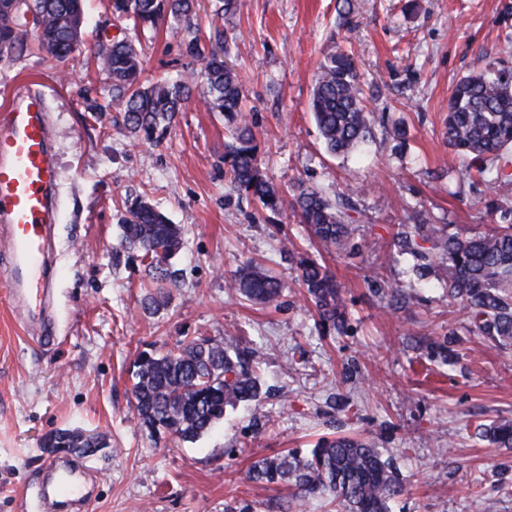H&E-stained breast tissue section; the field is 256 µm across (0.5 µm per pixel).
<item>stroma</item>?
<instances>
[{
  "label": "stroma",
  "mask_w": 512,
  "mask_h": 512,
  "mask_svg": "<svg viewBox=\"0 0 512 512\" xmlns=\"http://www.w3.org/2000/svg\"><path fill=\"white\" fill-rule=\"evenodd\" d=\"M213 4L197 0V34L244 85L263 172L288 195L301 183L355 189L350 239L359 250H325L291 206L273 212L229 192L224 115L198 96L157 141H141L86 50L59 63L34 45L0 62V109L19 86L44 90L60 171L55 346L15 318L0 263V512H42L34 483L54 455L41 439L59 428L107 437L108 448L86 459L97 471L87 512H287L286 492L248 481L250 466L355 435L407 481L391 512H473L476 498L483 512H512V449L475 434L512 419V348L471 332L441 286L444 269L410 303L393 298L415 278L413 258L394 244L414 212L466 233L512 208V179L461 175L444 126L460 77L493 60L512 68V0H352L346 21L338 0H239L225 21ZM228 29L242 41H225ZM181 39L170 19L138 32L148 79L198 70ZM334 45L353 52L375 119L373 142L345 157L325 151L309 108L314 73ZM139 197L185 230L180 283L156 310L143 307L145 262L120 246ZM302 256L340 284L345 334H321L296 280ZM250 259L284 283L278 305L229 289ZM196 336L261 347L270 394L227 412L197 441L152 437L135 422L138 359ZM446 340L455 353L447 362L436 353Z\"/></svg>",
  "instance_id": "stroma-1"
}]
</instances>
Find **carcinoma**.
Segmentation results:
<instances>
[{"mask_svg":"<svg viewBox=\"0 0 512 512\" xmlns=\"http://www.w3.org/2000/svg\"><path fill=\"white\" fill-rule=\"evenodd\" d=\"M113 9L132 29L155 27L172 18L185 25V53L200 62L198 72L175 80L141 82L143 61L132 40L100 44L97 65L112 79V98L123 107L125 127L146 141L156 139L180 111L197 83L206 86L204 104L224 113L231 140L224 145L229 190L244 193L262 207L277 211L284 198L264 175L257 155L256 136L246 112L245 93L224 56L206 51L191 31L196 0H113ZM40 18L28 29L27 14ZM52 58L69 57L83 43V0H0V61L16 62L27 50L30 35ZM310 111L326 151L345 155L373 141V113L364 102L354 59L345 52H328L319 64ZM445 128L448 145L465 162V172L496 184L512 165V69L489 62L481 71L464 76L448 98ZM312 239L326 248H343L351 234V213L358 211L353 193L332 194L299 185L291 202ZM503 223L469 234L450 232L445 224L402 225L399 246L417 260L418 284L437 263L447 273L448 298L470 317L475 330L496 344L512 347V209ZM122 245L141 254L158 288L173 285L179 270L173 259L184 249V231L172 224L150 201L135 200L123 221ZM297 280L318 316L325 335L341 333L345 315L340 286L318 262H297ZM231 288L260 304H272L283 284L264 268L244 265ZM262 353L232 340L208 337L184 340L162 355H141L132 386L140 427L158 437L193 442L224 420L226 408L263 396L259 378ZM478 435L501 448L512 447V422L496 420L479 425ZM44 448L65 446L92 456L107 447L99 434L68 429L46 433ZM249 481L288 490V509L305 512L309 500L328 496L343 512H389V502L406 485L392 459L371 444L347 437H324L309 453L290 451L253 463Z\"/></svg>","mask_w":512,"mask_h":512,"instance_id":"obj_1","label":"carcinoma"}]
</instances>
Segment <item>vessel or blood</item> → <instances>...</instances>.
<instances>
[{
  "label": "vessel or blood",
  "instance_id": "b4317fda",
  "mask_svg": "<svg viewBox=\"0 0 512 512\" xmlns=\"http://www.w3.org/2000/svg\"><path fill=\"white\" fill-rule=\"evenodd\" d=\"M58 182L45 95L37 88H17L0 109V242L15 306L29 333L46 342L54 334L48 310L56 277L49 253ZM47 469L57 476L54 490L63 503L81 499L78 471L57 461Z\"/></svg>",
  "mask_w": 512,
  "mask_h": 512
}]
</instances>
